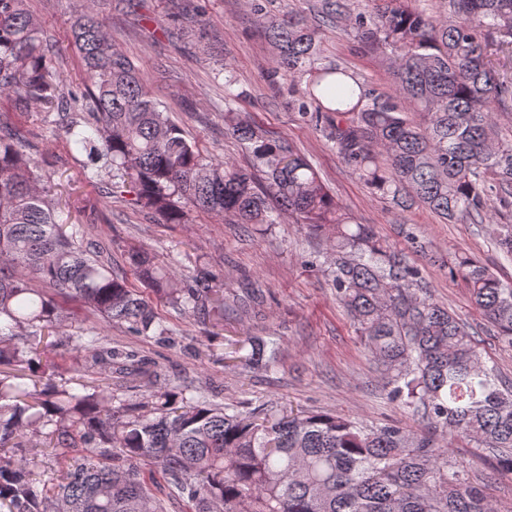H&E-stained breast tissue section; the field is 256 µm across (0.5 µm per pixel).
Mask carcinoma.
<instances>
[{
    "instance_id": "obj_1",
    "label": "carcinoma",
    "mask_w": 512,
    "mask_h": 512,
    "mask_svg": "<svg viewBox=\"0 0 512 512\" xmlns=\"http://www.w3.org/2000/svg\"><path fill=\"white\" fill-rule=\"evenodd\" d=\"M321 0V20H345L358 43L383 54L393 90L381 92L320 55L317 27L251 9L276 56L272 76L288 86L301 120L319 129L352 174L403 212L426 208L446 221L498 222L496 243L512 256V137L496 115L512 105V78L491 56L512 45V0ZM72 38L82 64L77 87L61 84L44 26L24 0H0V512H495L484 487L439 441L465 436L512 473V384L482 361L470 326L436 302L406 252L336 203L313 165L270 137L230 102L237 78L224 69V121L244 164L213 161L171 122L140 67L112 44L94 7ZM33 105L56 114L66 152L87 157L82 182L128 193L160 224L189 212L235 224H277L282 215L327 234L323 272L379 366L387 395L427 425L366 426L343 414L245 412L193 386L157 388L113 405L112 387L59 384L62 363L45 355L84 351L90 369L121 353L95 328L68 333L75 299L110 328L167 333L153 307L113 267L112 252L63 218L45 166L18 117ZM411 108L426 116L415 126ZM126 264L142 287L215 325L224 291L199 269L184 279L140 247ZM472 304L512 345V285L466 255L449 266ZM276 342L243 336L224 359L243 369L275 364ZM53 461L43 489L26 456ZM164 481L169 498L154 488Z\"/></svg>"
}]
</instances>
